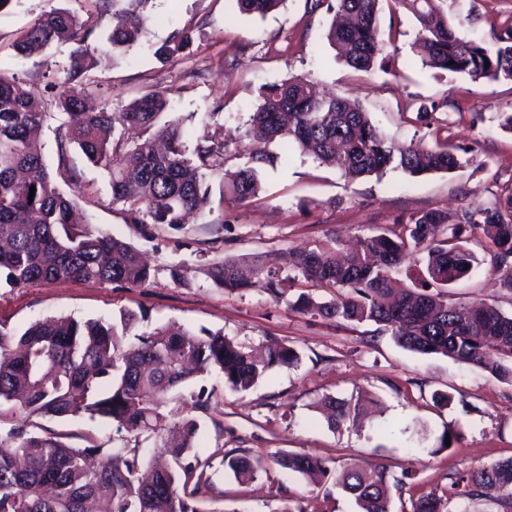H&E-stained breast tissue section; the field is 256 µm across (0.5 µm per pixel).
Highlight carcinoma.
Returning a JSON list of instances; mask_svg holds the SVG:
<instances>
[{
  "label": "carcinoma",
  "instance_id": "1",
  "mask_svg": "<svg viewBox=\"0 0 512 512\" xmlns=\"http://www.w3.org/2000/svg\"><path fill=\"white\" fill-rule=\"evenodd\" d=\"M380 2L336 0L341 21L331 24L327 41L356 71L372 70L381 51ZM391 2L414 16L424 66L474 80H512V26L492 32L497 47L491 51L461 32L463 22L450 25L433 0ZM236 3L241 12L264 17L285 0ZM96 5L116 23L102 30L66 8H55L24 30L13 49L28 57L54 44H75L63 70L70 89L56 100L68 117L60 126L58 148L74 145L108 173L112 203L122 204L132 224L183 229L186 216L207 204L209 175L218 171L224 172L221 198L238 203L257 198L263 172L282 159L270 149L275 142L338 167L349 180L388 170L450 172L461 164L446 145H395L359 105L337 94L319 96L303 77L260 88L246 121L248 143L238 151L241 163L234 171L224 170L228 151L218 123L205 125L191 145L180 124L171 121L164 148L149 139L128 147V131L149 130L168 113L167 94L146 92L118 112L106 106L88 110L89 89L78 81L96 68L98 43H106L112 57L121 59L139 44L153 20L154 0H96ZM191 44V34L178 31L154 55L168 60ZM446 107V99L433 101L418 109L415 121L429 128L433 114ZM45 116L42 98L26 81L0 71V286L65 279L145 284L150 268L138 249L78 219L76 201L58 189L34 140ZM478 232L485 239L480 255L468 247ZM402 264L411 287L397 293L391 272ZM479 265L512 293V195L465 209L451 224L441 211L414 215L394 230L363 238L349 254L337 247L294 253L291 266L300 278L341 294L324 300L302 292L288 305L341 324L372 322L406 350L442 355L512 382V316L481 300L447 298L446 288ZM206 275L227 291L259 286L277 301L292 281L257 257L226 258L208 265ZM138 320L133 312L124 313L118 325L49 317L21 332L0 324V406L23 416L0 433V443H12L10 452L0 453V512H200L197 496L207 485L204 472L181 464L196 447L199 425L193 419L169 425L161 411L166 396L211 370L222 374L232 390L245 391L274 369L298 361L292 347L275 339L267 340L258 356L221 332L201 336L175 325L145 331L128 345L125 337ZM325 404L333 425L358 414V404L350 400L330 398ZM82 414L108 419L136 438L161 441L175 466H159L143 476L134 448H106L92 437L75 448L52 433L27 430L32 416ZM224 463L240 481L257 471L246 457ZM273 463L291 473L330 475L326 461L306 454L278 453ZM407 479L405 473L398 477L382 469L367 475L352 466L336 472L335 484L354 497L360 512H390L391 488L404 491L410 486ZM450 480L448 497L421 495L412 500V512H469L467 503L490 490L499 491L502 506L512 509V459L458 472Z\"/></svg>",
  "mask_w": 512,
  "mask_h": 512
}]
</instances>
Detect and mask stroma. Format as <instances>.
Listing matches in <instances>:
<instances>
[{"label": "stroma", "mask_w": 512, "mask_h": 512, "mask_svg": "<svg viewBox=\"0 0 512 512\" xmlns=\"http://www.w3.org/2000/svg\"><path fill=\"white\" fill-rule=\"evenodd\" d=\"M65 7L81 17L94 15V0H12L0 11V69L23 78L42 94L47 116L40 144L48 169L62 192L85 218L134 245L147 259L151 278L142 286L62 280L0 288V323L21 329L46 317L119 321L123 312L144 314L134 331L175 322L194 332L222 331L248 347L276 339L293 347L298 363L281 367L246 391H233L221 375L208 372L180 384L162 411L169 421L195 419L208 465V486L200 512H359L333 478L314 483L271 461L280 452L308 453L331 469L351 465L383 468L413 476L412 490L393 495L392 512L423 493L447 494L450 475L512 457V383L441 355H421L399 347L375 324L336 325L275 302L261 288L229 292L205 274L208 264L227 256L259 255L279 265L291 249H312L330 239L369 235L406 222L425 211L455 215L464 207L490 204L512 195V131L499 113H512V80H474L422 68L410 49L415 22L406 10L380 15L381 29L398 28L384 42L388 70L358 72L336 57L326 40L332 18L311 10L309 0H286L266 17L239 12L235 0H155L157 20L125 59L102 55L87 74L98 84L96 100L120 109L141 94L160 90L170 98L168 119L200 134L205 124H223L230 148L257 101L261 86L292 76L321 91L357 101L390 139L434 146L435 135L415 124L420 106L447 99L437 124L447 142L467 147L462 165L449 173L411 176L389 171L356 181L335 168L292 152L288 161L262 177L263 191L247 205L211 200L217 221L191 218L184 230L160 224H131L112 201L107 173L87 163L75 149L59 151L58 127L65 116L48 84L57 82L70 46L46 54L17 56L14 41L36 19ZM449 14L469 15L464 31L495 48L494 30L512 25V0H450ZM177 29L193 43L179 55L158 59L154 51ZM183 281H174L172 268ZM457 302L482 300L512 316V296L478 266L450 290ZM447 393L450 405L434 396ZM362 397L373 412L357 423L329 427L319 400ZM31 432L54 433L74 447L94 437L109 448H137L143 465L160 449L154 439H134L115 426L86 416L54 419L33 416ZM454 432L449 448L439 446ZM257 464L253 479L236 480L226 454Z\"/></svg>", "instance_id": "35a3bbf8"}]
</instances>
